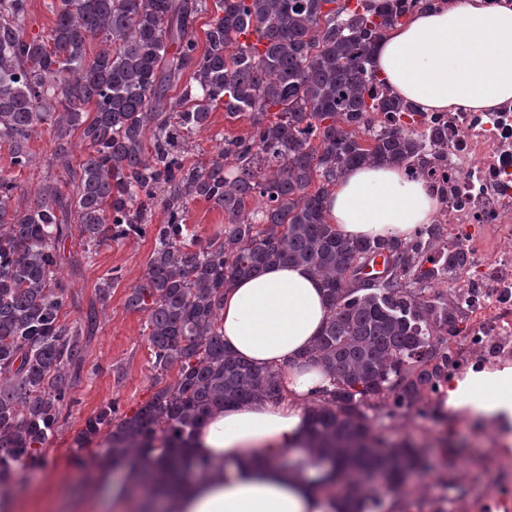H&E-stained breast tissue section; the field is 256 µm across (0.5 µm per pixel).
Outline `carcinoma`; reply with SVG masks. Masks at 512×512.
<instances>
[{"label": "carcinoma", "instance_id": "obj_1", "mask_svg": "<svg viewBox=\"0 0 512 512\" xmlns=\"http://www.w3.org/2000/svg\"><path fill=\"white\" fill-rule=\"evenodd\" d=\"M28 2L0 0V144L10 156L0 170V493L66 419L97 326L94 310L65 320L70 287L58 270L150 232L154 251L126 305L146 315L157 391L131 414L104 404L76 442L103 439L107 468L145 471L160 448L172 481L206 475L210 463L192 451L197 429L228 404L281 395L278 370L224 346V289L272 264L304 266L329 306L307 357L336 381L308 409V459L331 467L339 512H377L385 496L417 505L407 477L431 470L427 449L388 443L368 411L417 405L433 386L431 362L448 359L438 306L424 298L442 281L443 225L405 242L350 240L324 216L348 169L425 163L424 143L402 125L365 123L398 111L373 54L401 15L367 0H50L54 26L30 37ZM209 12L201 45L193 23ZM245 30L255 41L240 40ZM220 106L251 131L194 163L192 135ZM44 125L61 178L19 208L17 175L33 165L28 143ZM77 131L87 155L76 165ZM195 199L224 212V233L190 247ZM157 209L161 224L151 223ZM75 234L79 257L65 254ZM378 256L386 269L374 284L358 267Z\"/></svg>", "mask_w": 512, "mask_h": 512}]
</instances>
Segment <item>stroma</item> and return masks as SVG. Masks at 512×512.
Listing matches in <instances>:
<instances>
[{"instance_id": "35a3bbf8", "label": "stroma", "mask_w": 512, "mask_h": 512, "mask_svg": "<svg viewBox=\"0 0 512 512\" xmlns=\"http://www.w3.org/2000/svg\"><path fill=\"white\" fill-rule=\"evenodd\" d=\"M249 131L246 119L232 120L226 118L223 109H216L209 127L193 137V157L208 160L215 154L221 136H243ZM30 147L35 162L18 176L22 187L21 194L14 199L18 206L24 205L55 176L47 164L52 151L49 132L41 131ZM153 248L154 240L149 236L108 242L96 247L91 261L80 271L67 266L61 269L62 279L71 287L68 318L72 321L85 317L96 304L101 278L117 268L121 280L114 286L105 314L86 346L85 369L71 391L73 403L69 414L45 447L44 453L52 457V465L36 463L17 472L12 486L19 505L17 512H113L112 483L103 479L98 464L103 449L97 444L78 447L75 436L85 420L103 404L115 400L122 411L131 413L154 392L146 316L130 311L125 305L127 293L142 278ZM426 422V416L414 410L394 418L381 411L373 425L392 440L427 444L436 460L447 461L443 478L427 475L413 480L411 488L424 493L426 500H445L461 506L471 479L470 474L460 469L462 458L480 463L493 450L494 441L470 422L450 420L444 424L447 439L440 442L430 439Z\"/></svg>"}]
</instances>
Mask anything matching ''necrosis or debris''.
<instances>
[{"label": "necrosis or debris", "instance_id": "4bbe7bcc", "mask_svg": "<svg viewBox=\"0 0 512 512\" xmlns=\"http://www.w3.org/2000/svg\"><path fill=\"white\" fill-rule=\"evenodd\" d=\"M401 121L425 139L422 176L441 202L438 223L448 228V252H464L455 269L454 316L467 324L453 336L436 395L461 369L465 350L486 360L512 357V102L488 111H428L402 104ZM498 450L473 474L467 512H512V471Z\"/></svg>", "mask_w": 512, "mask_h": 512}]
</instances>
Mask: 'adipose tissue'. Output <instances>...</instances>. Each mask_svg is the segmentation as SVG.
I'll return each mask as SVG.
<instances>
[{"label": "adipose tissue", "mask_w": 512, "mask_h": 512, "mask_svg": "<svg viewBox=\"0 0 512 512\" xmlns=\"http://www.w3.org/2000/svg\"><path fill=\"white\" fill-rule=\"evenodd\" d=\"M374 67L425 109H493L512 100V8L464 0L449 11L416 13L379 42ZM324 207L342 237L405 241L434 223L439 203L407 169L386 164L346 171ZM328 313L319 280L301 266L272 265L225 291L226 348L281 369L282 398L230 405L206 421L194 452L213 469L167 498V512H336L318 469L283 462L305 442L308 406L335 388L304 357ZM443 403L456 418L512 428V362L452 379Z\"/></svg>", "instance_id": "obj_1"}]
</instances>
